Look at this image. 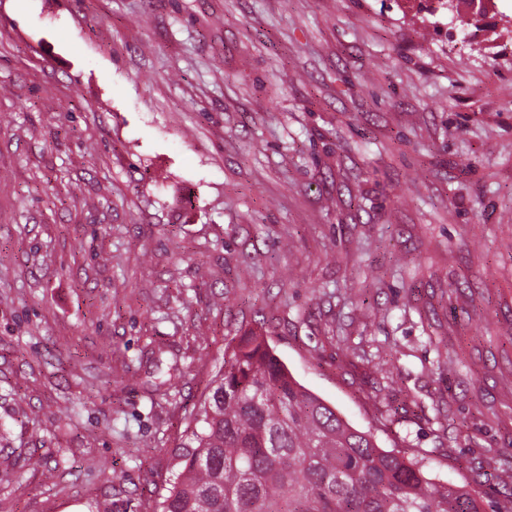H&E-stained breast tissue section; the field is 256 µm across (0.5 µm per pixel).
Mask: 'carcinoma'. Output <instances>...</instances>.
Listing matches in <instances>:
<instances>
[{"instance_id": "cac0c4a2", "label": "carcinoma", "mask_w": 512, "mask_h": 512, "mask_svg": "<svg viewBox=\"0 0 512 512\" xmlns=\"http://www.w3.org/2000/svg\"><path fill=\"white\" fill-rule=\"evenodd\" d=\"M187 431L160 512H486L470 483L351 426L252 331L226 343Z\"/></svg>"}]
</instances>
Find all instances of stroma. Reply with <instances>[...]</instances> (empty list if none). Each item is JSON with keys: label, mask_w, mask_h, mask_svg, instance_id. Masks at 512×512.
I'll return each instance as SVG.
<instances>
[{"label": "stroma", "mask_w": 512, "mask_h": 512, "mask_svg": "<svg viewBox=\"0 0 512 512\" xmlns=\"http://www.w3.org/2000/svg\"><path fill=\"white\" fill-rule=\"evenodd\" d=\"M0 0V512H157L263 331L383 448L512 468V0Z\"/></svg>", "instance_id": "1"}]
</instances>
